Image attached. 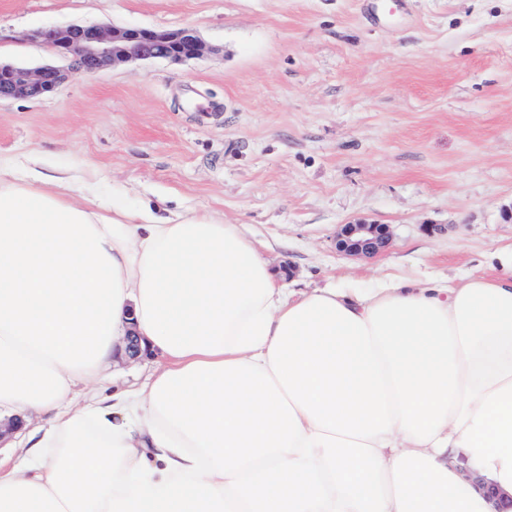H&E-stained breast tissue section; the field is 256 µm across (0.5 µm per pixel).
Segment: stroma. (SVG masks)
I'll return each mask as SVG.
<instances>
[{"label": "stroma", "mask_w": 512, "mask_h": 512, "mask_svg": "<svg viewBox=\"0 0 512 512\" xmlns=\"http://www.w3.org/2000/svg\"><path fill=\"white\" fill-rule=\"evenodd\" d=\"M71 24L189 26L210 51L1 99L20 170L93 168L104 198L245 225L294 291L486 275L512 242V0H0V59L52 63L36 33ZM358 223L389 225V249L337 251ZM157 361L114 358L98 389Z\"/></svg>", "instance_id": "obj_1"}]
</instances>
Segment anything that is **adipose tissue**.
<instances>
[{"label": "adipose tissue", "mask_w": 512, "mask_h": 512, "mask_svg": "<svg viewBox=\"0 0 512 512\" xmlns=\"http://www.w3.org/2000/svg\"><path fill=\"white\" fill-rule=\"evenodd\" d=\"M491 262L295 294L242 225L0 161V441L29 458L0 512H502L512 244ZM132 327L163 366L81 395Z\"/></svg>", "instance_id": "ef3b65f1"}]
</instances>
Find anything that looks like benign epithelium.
I'll return each instance as SVG.
<instances>
[{
  "label": "benign epithelium",
  "instance_id": "7a95c632",
  "mask_svg": "<svg viewBox=\"0 0 512 512\" xmlns=\"http://www.w3.org/2000/svg\"><path fill=\"white\" fill-rule=\"evenodd\" d=\"M36 38L68 62V67L27 68L0 61V99H41L57 91L72 71L94 74L109 66L153 60L182 64L210 51L191 27L158 30L69 25L40 30ZM390 244L387 224H343L336 235V249L349 255H377Z\"/></svg>",
  "mask_w": 512,
  "mask_h": 512
}]
</instances>
